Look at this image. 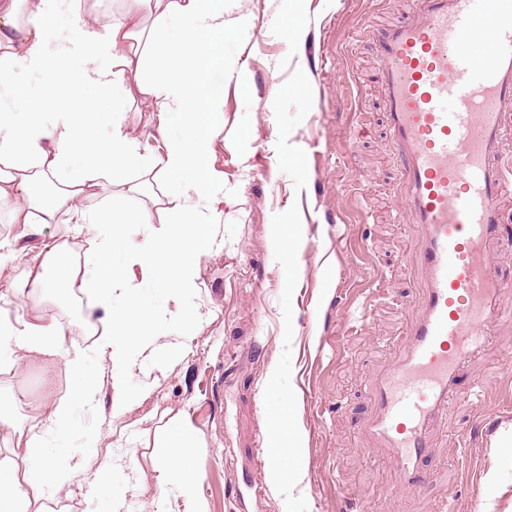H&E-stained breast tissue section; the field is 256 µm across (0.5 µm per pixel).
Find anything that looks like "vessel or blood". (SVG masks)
I'll return each mask as SVG.
<instances>
[{"mask_svg": "<svg viewBox=\"0 0 512 512\" xmlns=\"http://www.w3.org/2000/svg\"><path fill=\"white\" fill-rule=\"evenodd\" d=\"M489 45L482 59L476 40ZM383 109L401 169L400 204L422 235L413 263L422 296L409 336L371 380L364 424L395 466L396 489H421L433 432L466 364L492 340L507 290L486 243L502 232L512 195V0H413L374 32Z\"/></svg>", "mask_w": 512, "mask_h": 512, "instance_id": "vessel-or-blood-1", "label": "vessel or blood"}]
</instances>
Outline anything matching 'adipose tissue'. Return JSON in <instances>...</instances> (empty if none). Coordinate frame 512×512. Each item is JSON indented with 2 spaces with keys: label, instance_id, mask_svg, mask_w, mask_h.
Returning <instances> with one entry per match:
<instances>
[{
  "label": "adipose tissue",
  "instance_id": "obj_1",
  "mask_svg": "<svg viewBox=\"0 0 512 512\" xmlns=\"http://www.w3.org/2000/svg\"><path fill=\"white\" fill-rule=\"evenodd\" d=\"M71 22L56 28L60 8ZM224 0H122L104 11L103 0H0V217L19 224L25 236L56 225L55 244L12 250L25 279L14 295L16 326L0 324V362L19 365L30 354L46 363L67 357L81 366L87 353L69 351L58 321L46 319L30 296L70 292L62 276L60 243L70 230L62 215L85 219L94 234L99 273L85 286L93 299L72 322L75 332L100 327L98 360L118 367L142 352V299L131 285L130 266L144 270L142 286L161 288L180 302L178 317L198 318L193 301L200 284V259L217 246L213 226L224 200V175L215 166L213 141L224 123ZM80 57V68L70 61ZM109 67H100L101 58ZM48 81L60 109L51 120L26 112L23 90L32 79ZM113 92L112 104L91 107L80 89ZM149 112L143 131L132 133L127 114L135 101ZM81 167L62 170L71 158ZM128 171L161 178L166 203L107 206L86 217L87 192L102 179ZM154 225L143 244L129 245L126 225ZM124 288L121 306L112 291ZM196 439L182 427L159 462L165 483L190 488L194 469L183 455ZM12 458L0 461V512H47L45 505L72 472L68 456L49 451L41 437L15 428ZM40 465L30 478L28 463Z\"/></svg>",
  "mask_w": 512,
  "mask_h": 512
}]
</instances>
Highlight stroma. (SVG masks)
<instances>
[{
	"label": "stroma",
	"mask_w": 512,
	"mask_h": 512,
	"mask_svg": "<svg viewBox=\"0 0 512 512\" xmlns=\"http://www.w3.org/2000/svg\"><path fill=\"white\" fill-rule=\"evenodd\" d=\"M411 7L241 0L226 8L224 127L213 143L224 173L223 246L201 260L199 320L170 323L174 304L150 293L157 332L122 380L135 402L118 417L112 383L93 404L73 399L98 381L97 357L80 369L63 357L0 365V448L20 424L71 457L75 471L52 499L59 512H191L157 470L184 424L197 432L184 457L207 512H512V298L498 341L463 372L422 490L393 493L392 463L360 431L372 413L369 380L410 329L420 276L408 257L421 244L397 207L398 161L363 29ZM244 15L252 29L239 28ZM47 398L71 405L62 433L35 411ZM287 404L296 407L300 470L282 486L269 465L271 418ZM105 425L111 435L88 448ZM105 462L108 482L97 473Z\"/></svg>",
	"instance_id": "35a3bbf8"
}]
</instances>
